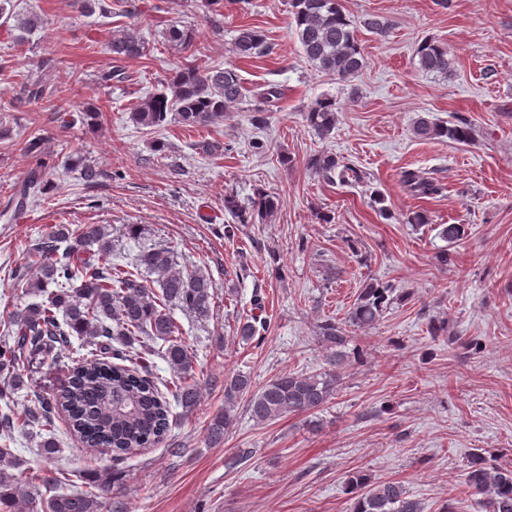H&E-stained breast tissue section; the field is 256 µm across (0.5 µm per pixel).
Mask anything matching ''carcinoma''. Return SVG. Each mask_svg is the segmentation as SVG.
<instances>
[{
  "label": "carcinoma",
  "instance_id": "obj_1",
  "mask_svg": "<svg viewBox=\"0 0 512 512\" xmlns=\"http://www.w3.org/2000/svg\"><path fill=\"white\" fill-rule=\"evenodd\" d=\"M290 4L295 34L309 63L342 80L356 76L364 68L360 41L340 0H290ZM74 5L97 10L104 17L112 15L111 0H74ZM0 17L16 21L13 28L20 31L19 41L43 23L36 14L19 17L12 0H0ZM163 37L169 44L189 50L195 31L170 24ZM270 50L261 31L246 26L237 29L232 52L238 58H259ZM109 52L115 62L132 60L146 55L147 46L136 31L130 30L112 38ZM417 56L422 72L444 78L452 75L447 47L426 40L419 45ZM54 69L52 57L37 61L35 70L23 78L18 103L52 101L57 92L51 78ZM257 97L252 121L263 126L267 123L265 113L273 111L284 99L285 91L271 83ZM245 98V88L235 69L206 61L188 64L174 71L162 89L138 100L130 111V120L148 130L171 122L189 128L209 127L224 121L225 114ZM338 112L336 100L320 98L308 107L305 118L319 136L327 137L336 128ZM413 134L422 141L449 139L467 145L473 140V128L458 117L448 123L420 118L413 126ZM305 165L328 184H358L365 179L363 171L326 150L310 155ZM48 175L47 168L40 166L14 184L15 208L22 210L30 200L45 194ZM399 181L418 198L441 191L419 169H401ZM224 209L235 218L234 223L224 225V235L233 237L239 225L252 224L257 217L272 220L277 204L272 196L260 191L249 207L227 196ZM62 242L66 243L63 250ZM38 249L43 254L41 270L37 278L28 280L26 291L46 300L17 307L9 317L7 334L0 338V377L10 381L0 385V401L10 405L17 386L12 377L24 364L25 352L43 347L67 350L74 336L91 347L74 362L68 386L53 398L37 399L29 408V417L32 423L51 429L54 417L61 414L69 434L81 447L110 452V466L91 476L100 493H105L119 481L121 464L127 458L166 438L171 414L166 393H171L187 413L196 407L200 387L193 371V355L181 339L180 325L169 306L180 307L206 321L212 315L218 288L211 276L200 269L185 273L177 268L173 251L163 244L144 248L133 260L120 263L121 255L114 254L112 233L106 224H82L75 229L60 224L38 244ZM400 300L402 296L395 294L390 285L365 281L344 321L327 317L319 323L318 339L325 361L319 372L283 373L256 391L247 373L225 376L224 412L211 419L207 427L209 441L223 443L242 412L254 422L265 424L287 415L314 414L324 408L334 398L342 379L352 342L349 328L375 326L386 310ZM265 327L266 322L253 314L238 323L236 337L250 343ZM157 339L167 344L161 357L174 372L170 381L151 375L144 358V353L153 352L149 342ZM134 359L142 364L128 366ZM16 466L10 450L0 448V512H17L20 503L37 500L42 512H104L100 493L88 489L56 493L55 478L32 482L29 491L22 489L18 478L9 472ZM463 485L484 512H512L511 466L492 464L477 453L463 469ZM348 491L353 500L351 512H425L424 502L396 479L372 482L355 473L348 479Z\"/></svg>",
  "mask_w": 512,
  "mask_h": 512
}]
</instances>
